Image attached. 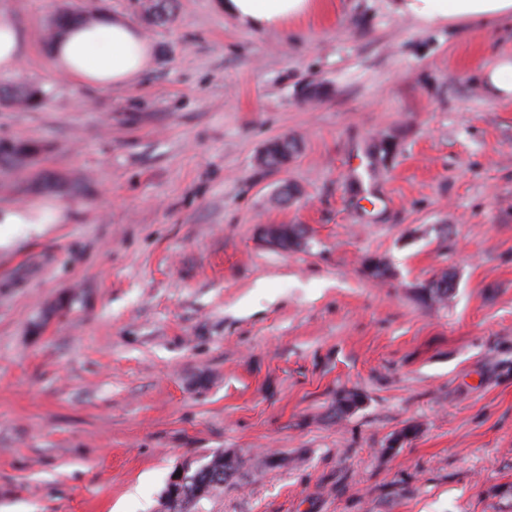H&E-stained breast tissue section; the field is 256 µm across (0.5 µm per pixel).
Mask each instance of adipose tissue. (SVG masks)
Segmentation results:
<instances>
[{
	"mask_svg": "<svg viewBox=\"0 0 512 512\" xmlns=\"http://www.w3.org/2000/svg\"><path fill=\"white\" fill-rule=\"evenodd\" d=\"M322 0H223L224 12L254 33L281 29L319 10ZM396 13L428 25L469 20H512V0H396ZM26 32L12 13L0 9V71L17 69L25 55ZM150 44L138 25L103 13L71 22L51 43L50 63L60 76L99 90L136 80L150 65Z\"/></svg>",
	"mask_w": 512,
	"mask_h": 512,
	"instance_id": "ef3b65f1",
	"label": "adipose tissue"
}]
</instances>
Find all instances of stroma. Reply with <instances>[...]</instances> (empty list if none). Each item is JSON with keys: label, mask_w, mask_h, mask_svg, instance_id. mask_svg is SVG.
Instances as JSON below:
<instances>
[{"label": "stroma", "mask_w": 512, "mask_h": 512, "mask_svg": "<svg viewBox=\"0 0 512 512\" xmlns=\"http://www.w3.org/2000/svg\"><path fill=\"white\" fill-rule=\"evenodd\" d=\"M330 2L256 34L174 0L148 69L100 91L48 29L142 0H0L29 35L0 85L48 92L0 107L39 147L0 164V208L57 217L0 224V512H162L221 450L245 466L194 512H512V100L481 83L512 23Z\"/></svg>", "instance_id": "stroma-1"}]
</instances>
